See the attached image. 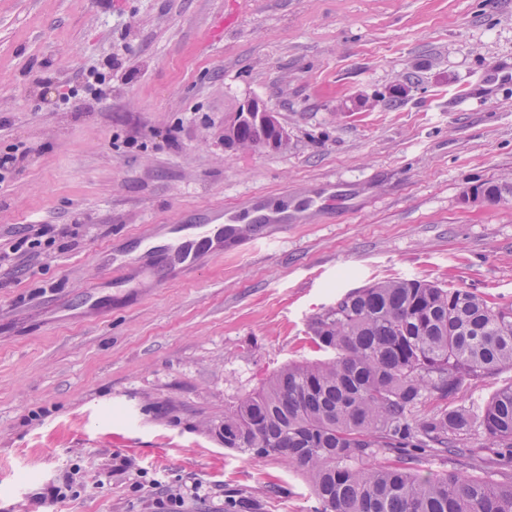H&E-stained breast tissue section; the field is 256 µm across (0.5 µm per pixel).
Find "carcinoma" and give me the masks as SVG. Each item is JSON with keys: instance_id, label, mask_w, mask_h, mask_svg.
I'll return each mask as SVG.
<instances>
[{"instance_id": "cac0c4a2", "label": "carcinoma", "mask_w": 512, "mask_h": 512, "mask_svg": "<svg viewBox=\"0 0 512 512\" xmlns=\"http://www.w3.org/2000/svg\"><path fill=\"white\" fill-rule=\"evenodd\" d=\"M269 138L244 121L239 146ZM491 205L512 180L484 184ZM328 354L292 363L224 409V447L278 456L308 479L315 512H512V474L424 473L417 455L464 458L482 435L512 456V385L475 413L450 405L468 381L512 367V307L418 279L358 288L311 323ZM433 411L417 415L425 403Z\"/></svg>"}]
</instances>
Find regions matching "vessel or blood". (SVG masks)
Returning a JSON list of instances; mask_svg holds the SVG:
<instances>
[{
    "instance_id": "vessel-or-blood-1",
    "label": "vessel or blood",
    "mask_w": 512,
    "mask_h": 512,
    "mask_svg": "<svg viewBox=\"0 0 512 512\" xmlns=\"http://www.w3.org/2000/svg\"><path fill=\"white\" fill-rule=\"evenodd\" d=\"M288 213L252 198L240 209L214 210L196 224H155L137 245H115L96 262L110 273V286H128L133 275L146 274L154 284L172 280L176 271L191 269L204 259L256 246L268 240L269 224H287Z\"/></svg>"
}]
</instances>
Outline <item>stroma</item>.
I'll return each instance as SVG.
<instances>
[{
	"instance_id": "stroma-1",
	"label": "stroma",
	"mask_w": 512,
	"mask_h": 512,
	"mask_svg": "<svg viewBox=\"0 0 512 512\" xmlns=\"http://www.w3.org/2000/svg\"><path fill=\"white\" fill-rule=\"evenodd\" d=\"M108 58L96 99L81 81ZM250 98L285 147H225ZM16 149L0 246L38 222L76 234L0 265V512H160L194 483L182 512H314L299 470L215 437L225 408L321 359L309 323L350 290L415 278L512 305V202L462 201L512 177V0H0ZM320 195L313 222L82 309L107 244Z\"/></svg>"
}]
</instances>
